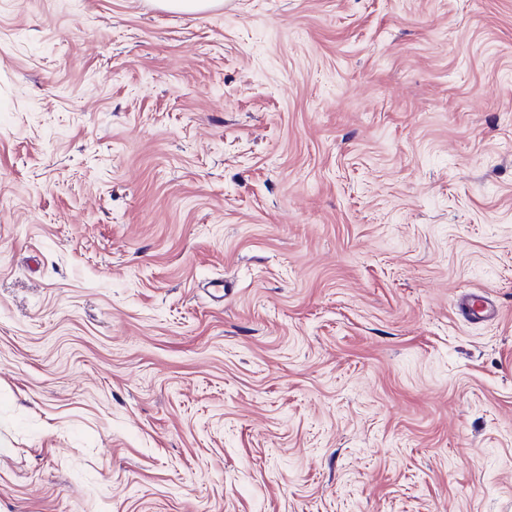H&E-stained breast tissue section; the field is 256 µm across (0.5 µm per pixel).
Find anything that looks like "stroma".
Here are the masks:
<instances>
[{
	"label": "stroma",
	"instance_id": "35a3bbf8",
	"mask_svg": "<svg viewBox=\"0 0 512 512\" xmlns=\"http://www.w3.org/2000/svg\"><path fill=\"white\" fill-rule=\"evenodd\" d=\"M0 512H512V0H0ZM159 7L169 11L184 13H203L211 10L223 1L221 0H156Z\"/></svg>",
	"mask_w": 512,
	"mask_h": 512
}]
</instances>
